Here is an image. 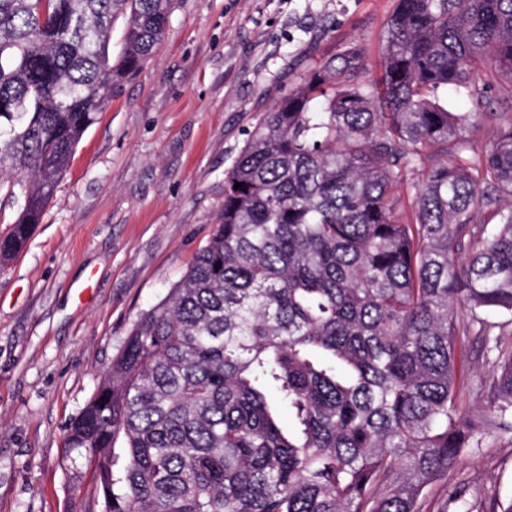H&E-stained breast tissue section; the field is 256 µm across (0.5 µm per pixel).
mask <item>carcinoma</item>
I'll list each match as a JSON object with an SVG mask.
<instances>
[{
	"instance_id": "carcinoma-1",
	"label": "carcinoma",
	"mask_w": 512,
	"mask_h": 512,
	"mask_svg": "<svg viewBox=\"0 0 512 512\" xmlns=\"http://www.w3.org/2000/svg\"><path fill=\"white\" fill-rule=\"evenodd\" d=\"M40 2L0 0V266L168 22L169 0ZM363 71L349 46L273 106L71 422L101 512H421L466 448L512 438V351L477 380L484 407L457 404L471 342L512 327V115L442 101L512 79V0H397Z\"/></svg>"
}]
</instances>
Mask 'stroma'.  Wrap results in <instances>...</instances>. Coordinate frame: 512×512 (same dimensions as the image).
<instances>
[{
  "label": "stroma",
  "instance_id": "obj_1",
  "mask_svg": "<svg viewBox=\"0 0 512 512\" xmlns=\"http://www.w3.org/2000/svg\"><path fill=\"white\" fill-rule=\"evenodd\" d=\"M396 0H170L155 54L114 90L24 250L0 266V512H96L66 427L139 315L224 208V173L272 106L355 45L381 68ZM512 498V440L485 438L423 512Z\"/></svg>",
  "mask_w": 512,
  "mask_h": 512
}]
</instances>
